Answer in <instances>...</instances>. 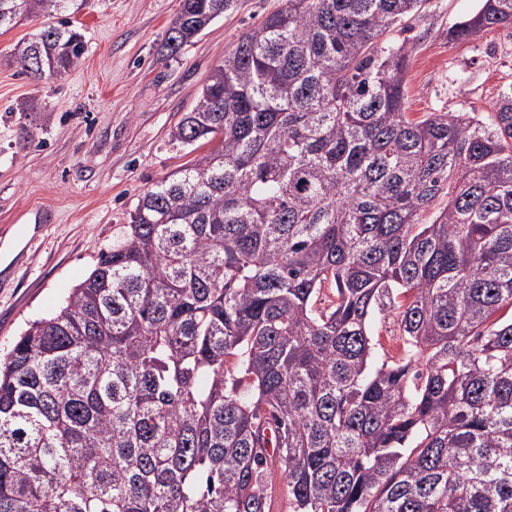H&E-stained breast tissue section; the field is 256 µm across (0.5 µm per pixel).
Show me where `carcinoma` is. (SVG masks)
I'll list each match as a JSON object with an SVG mask.
<instances>
[{
  "label": "carcinoma",
  "mask_w": 512,
  "mask_h": 512,
  "mask_svg": "<svg viewBox=\"0 0 512 512\" xmlns=\"http://www.w3.org/2000/svg\"><path fill=\"white\" fill-rule=\"evenodd\" d=\"M233 2L183 0L168 54ZM426 2L285 0L213 68L171 133L213 147L0 358V512H269L272 467L291 512H512V87L411 117ZM502 28L481 0L448 42ZM84 49L60 20L14 56ZM395 314L388 313L385 318L379 317L377 318L372 325V333L375 341H379L381 343L382 348L377 345L378 349V357L381 359H385L387 356H391L392 350L395 345L394 335L398 333L397 325H396ZM389 353V354H388Z\"/></svg>",
  "instance_id": "cac0c4a2"
}]
</instances>
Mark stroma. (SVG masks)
Listing matches in <instances>:
<instances>
[{
	"mask_svg": "<svg viewBox=\"0 0 512 512\" xmlns=\"http://www.w3.org/2000/svg\"><path fill=\"white\" fill-rule=\"evenodd\" d=\"M282 0H235L174 56L167 32L182 0H69L85 53L58 81L20 74L10 54L42 26L0 34V352L28 321L59 311L118 239L139 197L190 162L171 130L212 68ZM480 0H427L406 74L413 117L487 112L512 85V36L449 43Z\"/></svg>",
	"mask_w": 512,
	"mask_h": 512,
	"instance_id": "obj_1",
	"label": "stroma"
}]
</instances>
